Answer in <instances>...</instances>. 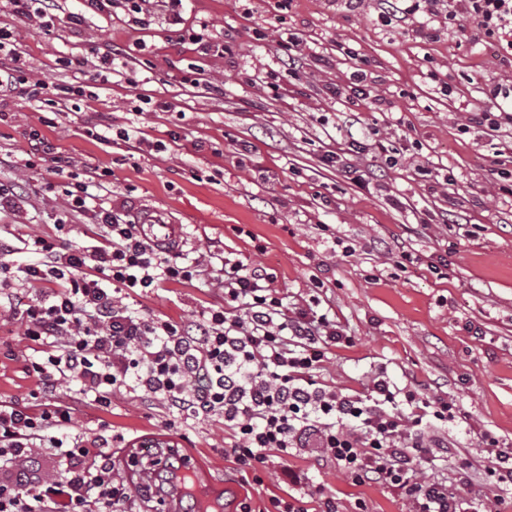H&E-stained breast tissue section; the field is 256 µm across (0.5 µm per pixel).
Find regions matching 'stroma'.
Listing matches in <instances>:
<instances>
[{
	"mask_svg": "<svg viewBox=\"0 0 512 512\" xmlns=\"http://www.w3.org/2000/svg\"><path fill=\"white\" fill-rule=\"evenodd\" d=\"M60 5L83 14L82 24L61 23L44 35L0 12V27L19 32L31 79L71 81L60 58H92L103 42L127 56L98 98L62 109L55 125L41 124L24 91L0 101V159L20 163L0 169V178L27 194L19 214H0V240L18 248L9 263L25 260L29 236H59L58 179L47 162L21 165L36 129L78 172H101L91 192L104 206L135 214L159 208L182 224L183 254L201 262L200 275L131 296V309L201 321L222 301V260L271 268V288L285 304H316L344 331L345 341L328 347L315 373L321 387L363 395L381 373L403 391L453 403L454 420L437 427L448 457L425 475L469 496L485 457L482 435L512 448V195L502 192L491 162L499 154L512 171V128L479 140L460 131L472 112L506 105L489 88L512 78V68L493 46L471 39L475 23L414 40L401 26L379 22L378 0L357 12L336 0H292L284 8L278 0H183L185 26L208 23L232 45L219 57L194 50L160 15L136 30L119 10L93 12L82 0ZM262 26L268 37L259 40ZM289 31L314 51L292 72L275 51ZM357 56L369 62L371 97L329 98L326 84L348 85ZM164 101L175 110H161ZM92 123L132 126L138 137L104 143L87 134ZM142 139L163 143L164 152L139 149ZM354 139L363 153L349 152ZM384 146L397 149L396 166L384 165ZM334 152L353 171L328 163ZM446 170L454 183L444 184ZM403 250L412 261L400 263ZM441 256L448 266L438 274L430 264ZM32 355L19 317L0 315V403H30L38 386L26 367ZM59 399L75 405L85 436L107 440L116 464L168 439L189 468L218 483L224 512H239L246 501L261 512L281 491L277 459L258 484L225 459L233 437L222 417L175 421L162 403L126 392L102 410L81 402L72 385ZM288 462L308 477L297 493L311 512L324 490L334 493L339 512H356L360 502L366 512H409L389 489L354 485L304 452Z\"/></svg>",
	"mask_w": 512,
	"mask_h": 512,
	"instance_id": "stroma-1",
	"label": "stroma"
}]
</instances>
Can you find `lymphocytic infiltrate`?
Listing matches in <instances>:
<instances>
[{
	"label": "lymphocytic infiltrate",
	"instance_id": "f902f5d3",
	"mask_svg": "<svg viewBox=\"0 0 512 512\" xmlns=\"http://www.w3.org/2000/svg\"><path fill=\"white\" fill-rule=\"evenodd\" d=\"M381 2L384 17L420 39L472 19L479 37L498 40L503 62L512 61V0ZM0 6L44 32L59 11L57 0H0ZM115 54L111 45L99 47L96 72L86 80L85 59L72 56L61 64L75 73L74 82L32 81L19 65L12 31L0 27V96L25 83L40 111H54L107 82ZM30 137L63 187L58 231L83 216L94 224L97 242L61 245L38 236L25 242L23 263L0 264L1 287L21 284L9 309L21 316L26 338L42 355L30 367L47 400L38 409L0 404V512H130L134 492L117 478L105 440L86 439L73 408L55 402L68 383L101 409L129 388L187 419L223 416L234 437L224 455L243 475L265 465L274 450L282 461L279 482L301 486L304 474L286 462L299 450L335 464L355 483L383 485L402 496L410 512H483L481 497L460 496L447 482L421 476L436 446L421 423L427 416L453 419L452 403L401 393L381 374L363 398L317 387L323 347L340 342V327L310 307L288 311L273 296L265 266L225 268L224 303L199 324L162 321L123 304L113 287L134 292L189 282L199 262H186L179 247L147 240L137 216L96 204L93 181L78 179L74 160L55 154L38 130ZM482 442L488 450L482 479L497 488V502H505L512 495V449L488 436ZM43 456L53 459L52 471L41 472Z\"/></svg>",
	"mask_w": 512,
	"mask_h": 512
}]
</instances>
